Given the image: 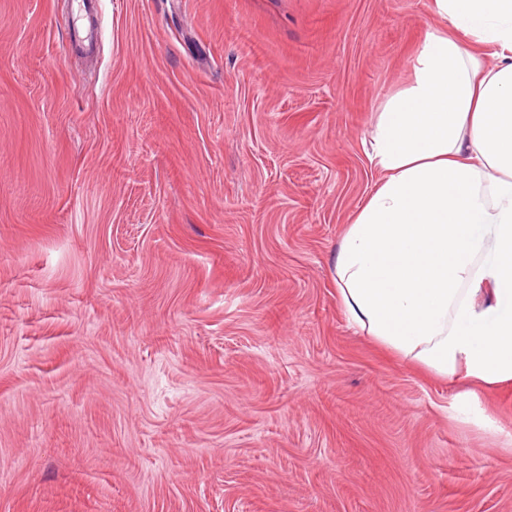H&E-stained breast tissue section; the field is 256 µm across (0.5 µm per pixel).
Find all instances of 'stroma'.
I'll return each mask as SVG.
<instances>
[{"label":"stroma","mask_w":512,"mask_h":512,"mask_svg":"<svg viewBox=\"0 0 512 512\" xmlns=\"http://www.w3.org/2000/svg\"><path fill=\"white\" fill-rule=\"evenodd\" d=\"M430 0H0V512H512V389L332 267ZM71 3V26L77 34L74 46L81 51L93 53L96 50L97 41L99 39L97 14L87 6L85 1L78 2L77 11L74 9V0H72Z\"/></svg>","instance_id":"35a3bbf8"}]
</instances>
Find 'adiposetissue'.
<instances>
[{"instance_id":"obj_1","label":"adipose tissue","mask_w":512,"mask_h":512,"mask_svg":"<svg viewBox=\"0 0 512 512\" xmlns=\"http://www.w3.org/2000/svg\"><path fill=\"white\" fill-rule=\"evenodd\" d=\"M413 80L363 151L376 184L336 249L347 325L437 379L453 409L512 388V0H432ZM492 64H485V57Z\"/></svg>"}]
</instances>
